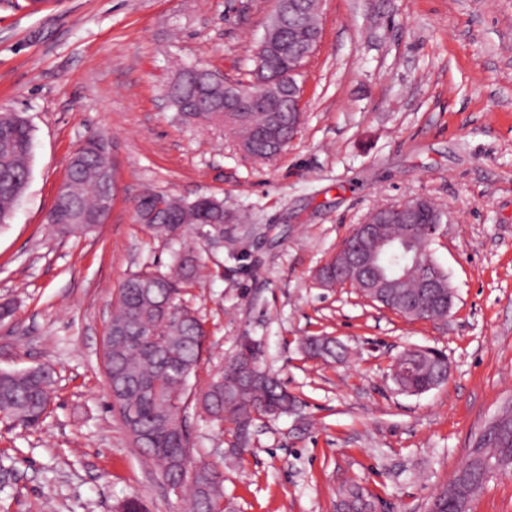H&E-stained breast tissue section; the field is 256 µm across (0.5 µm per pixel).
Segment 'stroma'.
<instances>
[{"label":"stroma","mask_w":512,"mask_h":512,"mask_svg":"<svg viewBox=\"0 0 512 512\" xmlns=\"http://www.w3.org/2000/svg\"><path fill=\"white\" fill-rule=\"evenodd\" d=\"M276 0H0V110L34 129L32 174L0 226V369L50 365L53 405L25 429L0 417V512H190L112 409L100 359L123 281L168 271L173 246L134 217L153 191L224 202V247L196 238L184 295L207 330L190 378L204 388L245 341L299 402L256 421L245 452L232 424L192 409L195 461L224 470L235 512H338L359 483L372 512H427L475 439L512 405V0H322L305 61L303 116L261 162L222 124L188 121L167 92L193 63L248 80ZM112 141L108 221L61 235L46 220L72 153ZM424 197L449 219L429 244L456 299L447 318L407 320L318 270L375 207ZM330 336L344 358L306 355ZM410 347L448 358L447 383L397 390ZM470 512H512V473Z\"/></svg>","instance_id":"35a3bbf8"}]
</instances>
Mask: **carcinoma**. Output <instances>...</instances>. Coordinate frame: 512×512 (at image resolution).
<instances>
[{
	"mask_svg": "<svg viewBox=\"0 0 512 512\" xmlns=\"http://www.w3.org/2000/svg\"><path fill=\"white\" fill-rule=\"evenodd\" d=\"M317 0H302L295 17L299 33L288 46L283 59L251 58L252 74L269 75L276 68L286 72L303 65L316 47L320 36ZM168 98L179 114L205 122H222L230 126L247 145V153L260 160H269L276 152L259 139L267 113L262 107L251 108V120L240 119L235 107L224 102V89L216 86L208 70H182L169 88ZM33 148L32 127L25 118L13 112H0V224L13 216L14 207L25 183L19 181L30 173L29 160ZM110 142L103 135H92L72 156L64 186L70 205L76 212L93 213L100 198L114 191L103 175L115 171L110 162ZM163 205L153 222L147 224L155 235L178 244L174 250V273L142 271L122 283L108 333L122 331L125 339L112 340V355L105 367L112 372L113 393L125 409H134L140 416V430L135 442L146 449L161 472L178 475L182 432L187 409L195 404L215 421L228 420L235 425L233 451L248 446L250 428L259 417L293 415L298 401L282 388L279 381L256 362L255 355L240 350L218 372L208 385L192 391L189 380L195 372L204 349L206 332L201 320L185 307L187 317L177 323L169 320L162 305L177 301L181 285L190 283L198 274L193 248L185 240L189 227L224 223V202L177 199L148 191L138 199V206ZM427 237V229L415 227V244L411 250L398 245L380 251L377 268L387 277L406 266L410 252L416 251ZM428 272L448 283V274L438 265L417 266L408 270L395 294L383 301L390 310L408 318L442 319L448 316V288H437L432 298L424 299L426 308L411 312L409 301L421 295L420 283ZM306 352L314 357L335 359L342 347L329 336H312L304 342ZM50 368L36 367L22 371H0V414L15 424L33 428L47 413L46 389L52 387ZM448 379V360L440 352L427 350L408 362L403 373L392 377L399 390L421 394ZM475 448H483L491 456L512 458V409L499 415L479 437ZM223 477L219 466L205 464L195 481L189 485L192 512H234L232 502L225 498L223 484L214 477ZM486 482L483 471L469 468L463 494L470 499ZM344 512H371V503L364 489L351 483L342 490Z\"/></svg>",
	"mask_w": 512,
	"mask_h": 512,
	"instance_id": "cac0c4a2",
	"label": "carcinoma"
}]
</instances>
